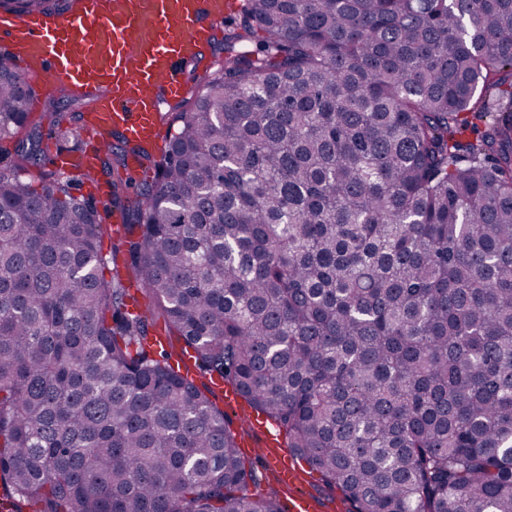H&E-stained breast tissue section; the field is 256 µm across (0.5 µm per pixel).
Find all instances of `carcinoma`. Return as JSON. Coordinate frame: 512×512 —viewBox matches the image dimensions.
<instances>
[{
  "label": "carcinoma",
  "mask_w": 512,
  "mask_h": 512,
  "mask_svg": "<svg viewBox=\"0 0 512 512\" xmlns=\"http://www.w3.org/2000/svg\"><path fill=\"white\" fill-rule=\"evenodd\" d=\"M240 2L168 150L82 174L111 252L0 165V512H283L187 353L355 512H512V0ZM32 96L0 64V141Z\"/></svg>",
  "instance_id": "cac0c4a2"
}]
</instances>
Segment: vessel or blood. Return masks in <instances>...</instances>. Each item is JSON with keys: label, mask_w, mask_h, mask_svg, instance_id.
I'll return each instance as SVG.
<instances>
[{"label": "vessel or blood", "mask_w": 512, "mask_h": 512, "mask_svg": "<svg viewBox=\"0 0 512 512\" xmlns=\"http://www.w3.org/2000/svg\"><path fill=\"white\" fill-rule=\"evenodd\" d=\"M234 9L233 0H76L66 15L1 12L0 38L20 78L39 93L61 86L91 102L81 123L90 148L57 154L58 167L94 169L115 131L154 148L159 97H182V65L203 55ZM259 454L274 463L282 486L297 483L291 451L277 434Z\"/></svg>", "instance_id": "b4317fda"}]
</instances>
